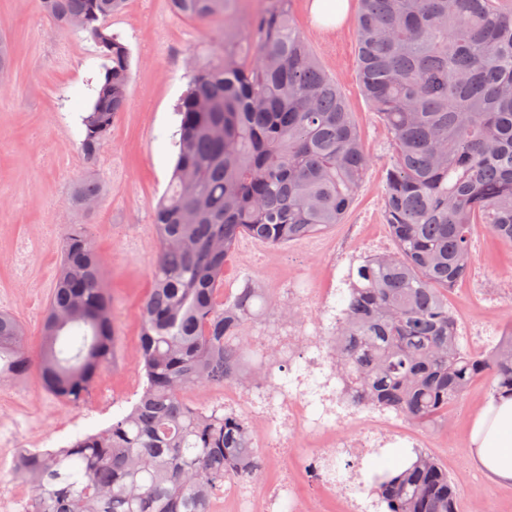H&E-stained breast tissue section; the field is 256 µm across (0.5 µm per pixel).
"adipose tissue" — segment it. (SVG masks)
Masks as SVG:
<instances>
[{
    "mask_svg": "<svg viewBox=\"0 0 512 512\" xmlns=\"http://www.w3.org/2000/svg\"><path fill=\"white\" fill-rule=\"evenodd\" d=\"M468 451L490 479L512 483V397L485 403L473 421Z\"/></svg>",
    "mask_w": 512,
    "mask_h": 512,
    "instance_id": "1",
    "label": "adipose tissue"
}]
</instances>
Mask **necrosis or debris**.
<instances>
[{
	"instance_id": "obj_1",
	"label": "necrosis or debris",
	"mask_w": 512,
	"mask_h": 512,
	"mask_svg": "<svg viewBox=\"0 0 512 512\" xmlns=\"http://www.w3.org/2000/svg\"><path fill=\"white\" fill-rule=\"evenodd\" d=\"M311 282V272L300 267L273 286V295L295 308L293 314L278 319L277 350L297 362L303 372L326 376L330 370L324 338L329 328L321 310L328 307L333 291H310ZM306 295L310 296L312 307L303 305ZM301 385V378L284 380L273 370L253 381L226 384L222 397L212 407L219 411L237 410L256 421L263 449L261 463L266 466L275 461L281 449L294 446L298 435L327 432L336 421L335 388L325 387L314 398ZM325 459V454L315 453L305 460L304 472L312 483V495L298 492L291 473L285 471L277 483L260 489L248 478L225 483L224 502L229 512H279L284 505L289 512H310L311 498L326 500L336 496L335 484L327 480Z\"/></svg>"
}]
</instances>
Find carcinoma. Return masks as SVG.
I'll use <instances>...</instances> for the list:
<instances>
[{"label": "carcinoma", "instance_id": "obj_1", "mask_svg": "<svg viewBox=\"0 0 512 512\" xmlns=\"http://www.w3.org/2000/svg\"><path fill=\"white\" fill-rule=\"evenodd\" d=\"M127 0H38L54 29L94 43L102 60L77 146L98 161L131 101L130 51L109 20ZM235 0H170L181 16L225 21ZM292 0L261 11L193 61L177 104V157L158 200L152 288L140 309L143 387L131 409L66 446L22 457L31 512H211L224 483L256 473L248 419L208 413L187 395L234 381L247 329L275 305L260 288L224 295V261L242 237L282 246L343 223L371 165L345 98L290 19ZM357 74L391 136L384 219L395 241L345 278L341 317L325 337L340 392L417 425L484 375L512 396V325L482 355L466 352L448 287L471 267L472 225L512 244V0H360ZM88 175L69 204L100 202ZM103 265L84 224L61 243L36 352L0 312V383L37 364L44 388L75 404L116 340ZM375 512H459V493L423 449L394 474L372 471Z\"/></svg>", "mask_w": 512, "mask_h": 512}]
</instances>
